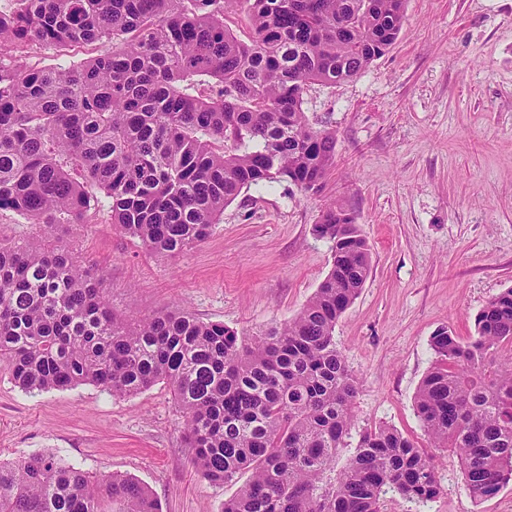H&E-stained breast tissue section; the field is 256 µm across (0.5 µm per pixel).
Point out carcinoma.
Instances as JSON below:
<instances>
[{
  "instance_id": "1",
  "label": "carcinoma",
  "mask_w": 512,
  "mask_h": 512,
  "mask_svg": "<svg viewBox=\"0 0 512 512\" xmlns=\"http://www.w3.org/2000/svg\"><path fill=\"white\" fill-rule=\"evenodd\" d=\"M0 11V211L47 236L97 198L112 223L154 253L204 241L242 189L324 186L336 136L303 112L313 84L357 77L386 54L407 0H14ZM243 17L249 38L224 24ZM65 53L99 44L77 67L34 68L30 44ZM208 79L213 95L196 91ZM313 232L331 267L290 322L245 342L185 310L119 317L107 279L68 249L0 236V365L35 393L81 384L114 396L162 381L182 413L195 468L248 480L221 512H380L392 490L440 493L433 459L380 425L358 435L359 380L334 336L363 288L370 247L354 212L327 205ZM437 360L414 397L433 448L459 456L475 501L512 481V288L492 297L474 333L441 328ZM0 512H160L135 478L92 480L53 454L0 462Z\"/></svg>"
}]
</instances>
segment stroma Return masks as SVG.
I'll use <instances>...</instances> for the list:
<instances>
[{"instance_id": "1", "label": "stroma", "mask_w": 512, "mask_h": 512, "mask_svg": "<svg viewBox=\"0 0 512 512\" xmlns=\"http://www.w3.org/2000/svg\"><path fill=\"white\" fill-rule=\"evenodd\" d=\"M303 109L336 135L321 192L242 190L207 240L176 257L112 224L104 199L59 235L105 274L116 314L182 307L247 340L313 296L331 245L312 228L328 203L352 209L371 272L334 336L360 380L355 427L387 425L426 446L414 395L436 361L430 337L442 327L471 335L488 300L512 288V0H407L389 51L353 80L311 86ZM181 422L163 382L130 397L90 384L28 393L0 366V461L49 452L94 479L135 477L161 512H220L240 484L193 468ZM436 462V499L389 492L381 512H512V483L478 503L455 452Z\"/></svg>"}]
</instances>
